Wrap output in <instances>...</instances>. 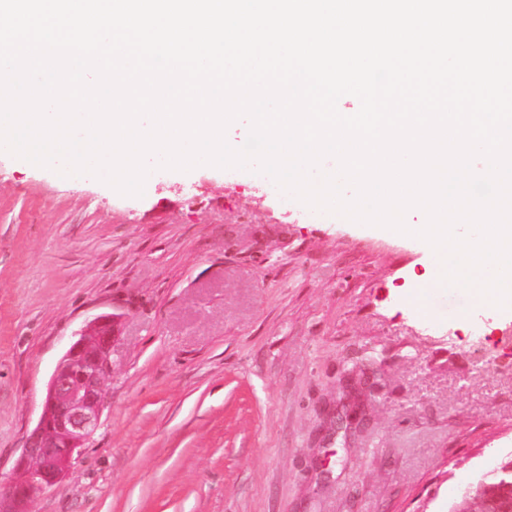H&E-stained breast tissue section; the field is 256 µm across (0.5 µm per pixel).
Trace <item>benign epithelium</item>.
Returning <instances> with one entry per match:
<instances>
[{
    "label": "benign epithelium",
    "instance_id": "obj_1",
    "mask_svg": "<svg viewBox=\"0 0 512 512\" xmlns=\"http://www.w3.org/2000/svg\"><path fill=\"white\" fill-rule=\"evenodd\" d=\"M119 335L116 315L98 316L59 359L38 422L25 439L10 481L0 486V512H30L31 502L68 474L95 434Z\"/></svg>",
    "mask_w": 512,
    "mask_h": 512
}]
</instances>
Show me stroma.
I'll return each mask as SVG.
<instances>
[{
	"label": "stroma",
	"instance_id": "stroma-1",
	"mask_svg": "<svg viewBox=\"0 0 512 512\" xmlns=\"http://www.w3.org/2000/svg\"><path fill=\"white\" fill-rule=\"evenodd\" d=\"M432 262L219 168L130 197L0 155V484L114 313L101 425L33 512H448L512 454V313L427 317Z\"/></svg>",
	"mask_w": 512,
	"mask_h": 512
}]
</instances>
